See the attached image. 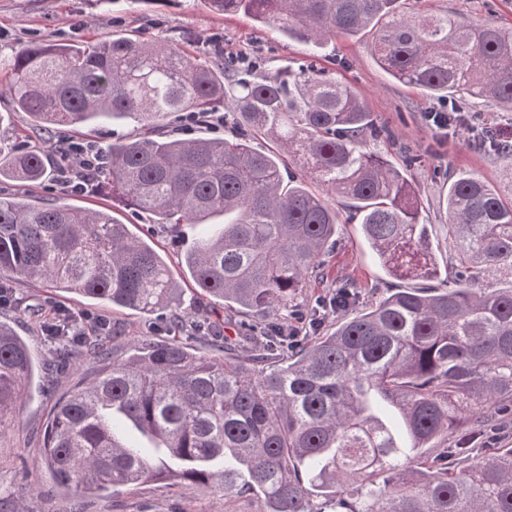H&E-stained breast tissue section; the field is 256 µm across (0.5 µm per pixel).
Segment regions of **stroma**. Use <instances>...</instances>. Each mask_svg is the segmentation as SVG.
<instances>
[{"instance_id":"1","label":"stroma","mask_w":512,"mask_h":512,"mask_svg":"<svg viewBox=\"0 0 512 512\" xmlns=\"http://www.w3.org/2000/svg\"><path fill=\"white\" fill-rule=\"evenodd\" d=\"M416 7L427 12L454 13L460 20L478 21L494 18L512 27V0H417ZM133 33L145 38L158 34L186 37L189 49L202 54L213 46L224 48L225 55L245 53L260 61L261 69L297 66L308 56H315L319 67L350 86L391 133L388 141L370 142L371 150L401 163L404 152L421 157L420 165L409 175L422 204L421 220L427 224L431 249L438 265L448 259V242L443 226L448 214L443 203L448 193V177L462 170L480 172L497 188H506V161L493 150L475 146L471 135L449 129L440 135L431 127L427 114L436 108L435 100L421 90L392 80L372 55L373 35L356 38L336 37L320 48L282 36L269 26L256 24L249 17L216 14L206 0H175L155 12L135 0H0V56L4 57L34 43L75 45L90 39H104L114 34ZM6 113L7 135H18L22 145L39 147L49 153L50 172L41 183L30 185L0 178V193L22 192L37 203L58 200L88 209L110 207L112 214L128 224L140 237H152L163 254L172 257L171 269L181 289L176 303L181 313L195 317L207 313L224 335H240L237 321L228 318L223 305L200 297L191 280L178 264L177 257L201 233V227L168 226L149 223L127 203L113 199L108 188L73 194L61 191L55 169L61 163L55 147L56 136L32 128L26 113L12 110L0 83V113ZM133 120L99 122L66 130L65 138L87 141L107 147L112 140L138 135ZM325 276L313 281L300 297L303 309L334 292L337 280L350 278L362 288L361 300L369 305L389 294L399 282L390 278L375 259L365 241L360 224L341 211L336 230V247L325 258ZM67 308L71 313L94 322L104 319L123 329L128 336L166 338L168 310L146 316L130 310L88 303L75 294L64 293L43 284H18L15 300L0 306V321L8 323L37 357L38 371L27 388L22 405L9 429L0 437V501L20 505L23 512H71V497L54 490L47 470L37 469L45 434L54 405L81 378L96 373V363L85 362L79 370L53 371L55 355L44 340L32 309ZM84 512H224V494L204 489L191 481H162L136 486H118L84 500Z\"/></svg>"}]
</instances>
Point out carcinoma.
I'll list each match as a JSON object with an SVG mask.
<instances>
[{"instance_id":"obj_1","label":"carcinoma","mask_w":512,"mask_h":512,"mask_svg":"<svg viewBox=\"0 0 512 512\" xmlns=\"http://www.w3.org/2000/svg\"><path fill=\"white\" fill-rule=\"evenodd\" d=\"M207 2L315 47L376 32L378 66L448 103L450 126L468 96L512 110V28L490 20L406 14L399 0ZM0 64L15 110L41 128L136 119L139 136L108 145L101 183L152 224L224 217L180 256L182 268L229 317L264 321L260 335L235 338L194 323L224 357L197 352L177 336L179 284L154 246L103 209L0 196V294L39 281L143 315L172 310V336L120 344L114 331L110 345L68 313H37L60 364L104 363L54 408L41 464L57 486L80 501L181 478L252 512H512V448L471 447L512 402V200L476 172L448 177L442 280L406 175L419 157L398 168L368 150L367 139L390 132L312 62L258 76L219 49L200 58L162 35H113L22 48ZM221 108L229 138L162 133L173 113L204 119ZM255 133L279 150L252 148ZM486 144L512 177V143L478 138ZM44 154L0 137V177L44 180ZM285 155L301 176L283 174ZM337 198L391 275L429 285L360 308L344 282L332 295L345 312L335 329L320 331L313 312L304 332L292 320L336 246ZM241 343L254 348L246 360L235 355ZM36 369L0 321V426Z\"/></svg>"}]
</instances>
